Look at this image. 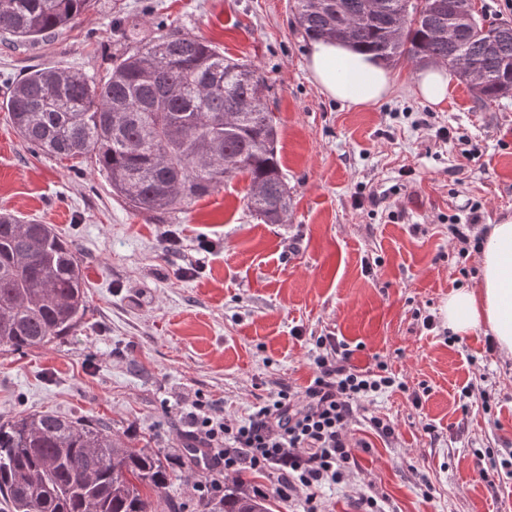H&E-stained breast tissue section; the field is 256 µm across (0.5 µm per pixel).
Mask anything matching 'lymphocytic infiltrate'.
Masks as SVG:
<instances>
[{"label": "lymphocytic infiltrate", "mask_w": 512, "mask_h": 512, "mask_svg": "<svg viewBox=\"0 0 512 512\" xmlns=\"http://www.w3.org/2000/svg\"><path fill=\"white\" fill-rule=\"evenodd\" d=\"M314 346L310 383L269 393L248 419L227 421L202 398L181 413L189 447L209 454L212 474L197 480L199 496L211 494L218 476L268 472L283 493L301 501L303 512H320L322 491L343 484L355 463L347 438L352 420L365 416L380 437H393V425L366 415L364 403L397 387L395 376L381 365H352L350 350L335 336L315 337Z\"/></svg>", "instance_id": "f902f5d3"}]
</instances>
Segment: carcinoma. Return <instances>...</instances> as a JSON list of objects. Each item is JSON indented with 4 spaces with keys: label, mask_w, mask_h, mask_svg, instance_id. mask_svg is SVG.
I'll use <instances>...</instances> for the list:
<instances>
[{
    "label": "carcinoma",
    "mask_w": 512,
    "mask_h": 512,
    "mask_svg": "<svg viewBox=\"0 0 512 512\" xmlns=\"http://www.w3.org/2000/svg\"><path fill=\"white\" fill-rule=\"evenodd\" d=\"M357 23L364 0H292L308 40L339 36L387 62L464 59L481 77L487 103L512 88V26H475L458 0H381ZM91 0H0V35L55 36ZM457 41L448 42V24ZM118 57L104 78L36 67L16 81L0 108L35 155L91 157L131 210L170 213L239 175L249 179L247 209L265 224L288 216V188L277 157V127L255 66L207 41L162 33ZM79 250L49 224L0 214V350L44 347L75 329L86 311ZM160 452L131 451L105 427L52 413L0 423V498L9 512H153L143 489H165ZM197 512H271L242 487L202 498Z\"/></svg>",
    "instance_id": "carcinoma-1"
}]
</instances>
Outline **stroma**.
Instances as JSON below:
<instances>
[{"label":"stroma","instance_id":"35a3bbf8","mask_svg":"<svg viewBox=\"0 0 512 512\" xmlns=\"http://www.w3.org/2000/svg\"><path fill=\"white\" fill-rule=\"evenodd\" d=\"M290 5L93 0L61 35L0 40V98L33 66L104 77L132 27L146 40L196 35L256 65L291 197L284 224L247 210L242 177L179 212L139 214L113 197L94 162L76 170L33 156L0 111V212L76 243L87 280L78 327L43 348L0 352V421L52 412L107 426L133 450H159L173 479L156 512H195L182 409L203 393L226 418L247 417L269 392L309 383L313 339L330 333L352 364L383 363L406 388L368 407L394 426L392 440L351 424L356 467L324 490L322 512H359L366 495L387 512H512V475L487 483L474 456L512 453V357L488 350V332L456 336L416 318L439 314L449 292L479 280L476 253L458 259L449 218L484 227L512 217V96L485 106L458 78L434 106L415 90V65L402 60L383 101L338 103L309 76V42ZM442 126L445 141L436 136ZM170 233L178 245H168ZM203 236L218 244L204 257ZM188 267L192 275L181 277ZM468 387L486 390L488 403L462 410ZM239 478L274 512H300L272 475L246 471L220 483Z\"/></svg>","mask_w":512,"mask_h":512}]
</instances>
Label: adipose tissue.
<instances>
[{
	"label": "adipose tissue",
	"instance_id": "obj_1",
	"mask_svg": "<svg viewBox=\"0 0 512 512\" xmlns=\"http://www.w3.org/2000/svg\"><path fill=\"white\" fill-rule=\"evenodd\" d=\"M306 68L322 94L347 105L377 103L393 85V72L386 63L340 41L313 42ZM478 264L479 287L451 292L441 308L443 320L458 336L490 331L501 353L511 356L512 218L485 232Z\"/></svg>",
	"mask_w": 512,
	"mask_h": 512
}]
</instances>
